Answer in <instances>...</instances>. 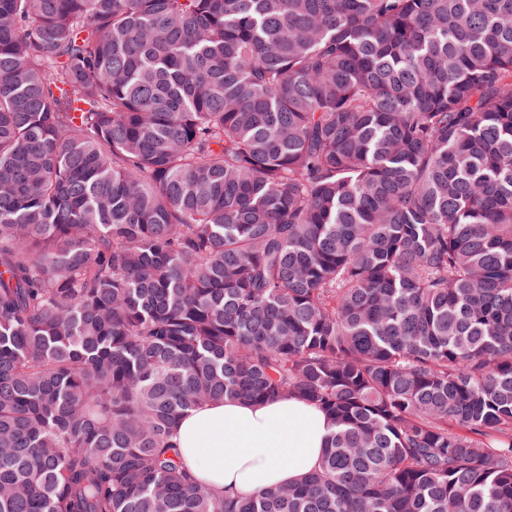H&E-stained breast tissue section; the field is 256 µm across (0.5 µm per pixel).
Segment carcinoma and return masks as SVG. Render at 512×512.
I'll use <instances>...</instances> for the list:
<instances>
[{"instance_id": "obj_1", "label": "carcinoma", "mask_w": 512, "mask_h": 512, "mask_svg": "<svg viewBox=\"0 0 512 512\" xmlns=\"http://www.w3.org/2000/svg\"><path fill=\"white\" fill-rule=\"evenodd\" d=\"M0 512H512V0H0ZM329 432L324 413L300 399L224 401L184 415L176 441L198 483L245 495L307 474Z\"/></svg>"}]
</instances>
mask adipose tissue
<instances>
[{"instance_id":"ef3b65f1","label":"adipose tissue","mask_w":512,"mask_h":512,"mask_svg":"<svg viewBox=\"0 0 512 512\" xmlns=\"http://www.w3.org/2000/svg\"><path fill=\"white\" fill-rule=\"evenodd\" d=\"M329 432L324 413L300 399L226 401L184 415L176 441L198 483L245 495L307 474Z\"/></svg>"}]
</instances>
